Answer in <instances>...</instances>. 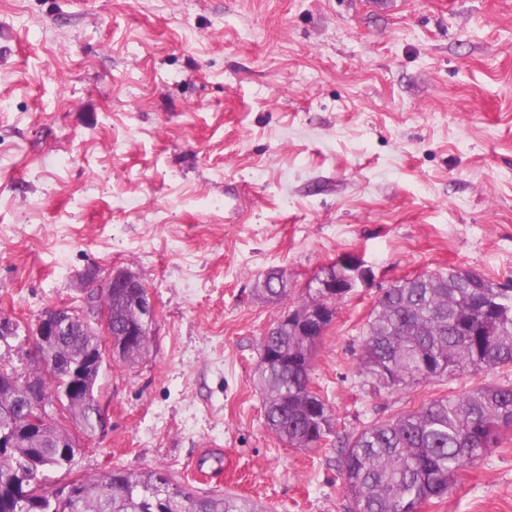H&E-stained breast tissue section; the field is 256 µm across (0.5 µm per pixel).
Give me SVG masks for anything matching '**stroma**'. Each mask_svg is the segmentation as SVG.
<instances>
[{"mask_svg":"<svg viewBox=\"0 0 512 512\" xmlns=\"http://www.w3.org/2000/svg\"><path fill=\"white\" fill-rule=\"evenodd\" d=\"M371 278L313 362L333 434L288 447L256 387L267 327L342 255ZM128 270L151 343L104 368V435L58 485L164 467L262 512H346L347 436L512 368L372 393L382 288L471 268L512 288V0H0V315L85 309ZM285 271L284 303L254 293ZM419 512H512V431Z\"/></svg>","mask_w":512,"mask_h":512,"instance_id":"stroma-1","label":"stroma"}]
</instances>
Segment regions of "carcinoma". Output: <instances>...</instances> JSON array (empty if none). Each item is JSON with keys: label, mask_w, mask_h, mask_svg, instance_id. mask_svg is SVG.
Masks as SVG:
<instances>
[{"label": "carcinoma", "mask_w": 512, "mask_h": 512, "mask_svg": "<svg viewBox=\"0 0 512 512\" xmlns=\"http://www.w3.org/2000/svg\"><path fill=\"white\" fill-rule=\"evenodd\" d=\"M256 291L269 301L288 297V279L270 271ZM295 310V318L262 337L256 367L264 394V425L288 446L318 447L334 431V415L313 388L312 362L345 295ZM112 315L115 357L132 363L149 348L146 318L132 291L94 296ZM96 330L80 324L55 337L47 356L62 365L42 377V391L59 398L75 382L83 391L62 402L60 416L87 430L98 412L99 366L89 359ZM512 367V288L484 274L449 269L397 282L378 297L369 315L356 371L377 391L415 382L454 380L464 374ZM27 397L22 383L0 388V406ZM512 429V385H483L424 401L419 407L364 428L342 447L339 473L348 512H418L448 494L455 476L498 445ZM79 448L69 431L50 418L35 441L21 438L0 457V512H260L244 498L220 491L196 493L163 468L144 473L112 467L63 486H45V473L71 468Z\"/></svg>", "instance_id": "carcinoma-1"}]
</instances>
